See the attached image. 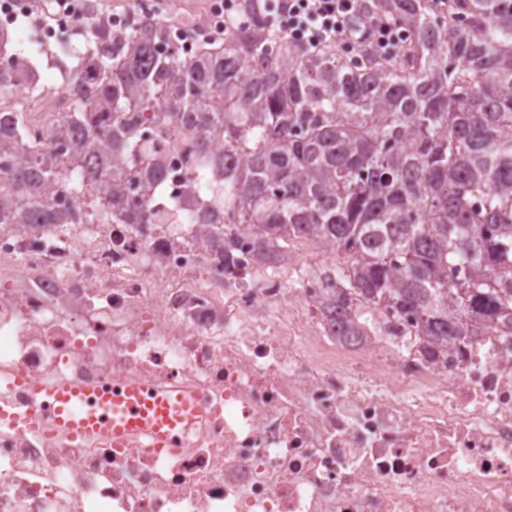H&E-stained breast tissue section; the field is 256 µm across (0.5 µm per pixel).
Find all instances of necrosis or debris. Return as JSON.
Returning a JSON list of instances; mask_svg holds the SVG:
<instances>
[{"label": "necrosis or debris", "mask_w": 512, "mask_h": 512, "mask_svg": "<svg viewBox=\"0 0 512 512\" xmlns=\"http://www.w3.org/2000/svg\"><path fill=\"white\" fill-rule=\"evenodd\" d=\"M71 111L48 88L25 120L45 138ZM141 132L182 168L181 125ZM67 168L60 223L0 224V512H512V327L436 345L365 308L339 335L323 270L244 228L224 259L184 183L141 233L98 223L111 184ZM133 380L199 416L164 448L68 437L32 390Z\"/></svg>", "instance_id": "1"}]
</instances>
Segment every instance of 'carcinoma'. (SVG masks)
<instances>
[{
  "mask_svg": "<svg viewBox=\"0 0 512 512\" xmlns=\"http://www.w3.org/2000/svg\"><path fill=\"white\" fill-rule=\"evenodd\" d=\"M361 13L365 39L345 61L336 44L273 41L265 27L161 53L167 36L152 20L113 36L92 10L84 42L56 47L75 119L46 139L10 102V72L37 76L38 63L0 33V115L14 108L0 136V224L57 223L56 141L91 182L137 165L151 151L140 127L162 103L198 153L220 138L224 157L181 174L155 160L140 200L112 186L103 220L141 229L151 194L180 176L223 199L224 238L212 244L226 259L240 217L266 257L306 237L348 258L325 280L350 323L360 297L413 316L437 343L477 335L479 321L511 325L512 0H364ZM377 18L405 32L398 52L371 49ZM127 113L132 123L111 125Z\"/></svg>",
  "mask_w": 512,
  "mask_h": 512,
  "instance_id": "carcinoma-1",
  "label": "carcinoma"
}]
</instances>
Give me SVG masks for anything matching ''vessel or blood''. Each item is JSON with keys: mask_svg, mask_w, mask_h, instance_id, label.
Wrapping results in <instances>:
<instances>
[{"mask_svg": "<svg viewBox=\"0 0 512 512\" xmlns=\"http://www.w3.org/2000/svg\"><path fill=\"white\" fill-rule=\"evenodd\" d=\"M41 393L55 404V423L60 432L70 436L112 432L122 437L136 433L149 437L161 448L175 427L193 419L198 409L186 395L156 394L145 398L138 383L127 385L124 393L102 397L99 409L88 408L90 389L69 384L41 386Z\"/></svg>", "mask_w": 512, "mask_h": 512, "instance_id": "obj_1", "label": "vessel or blood"}]
</instances>
